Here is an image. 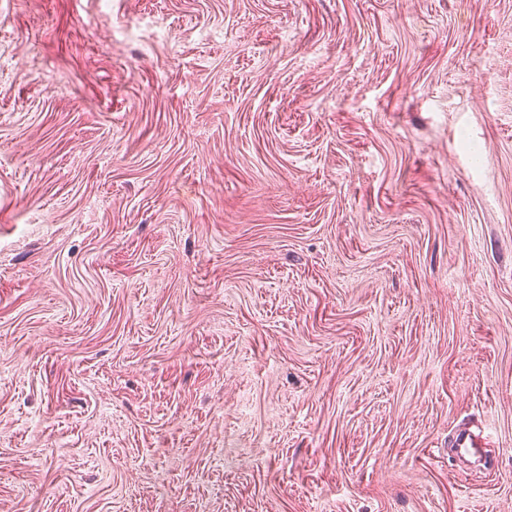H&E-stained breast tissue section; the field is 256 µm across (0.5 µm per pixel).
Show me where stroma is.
<instances>
[{
  "label": "stroma",
  "instance_id": "1",
  "mask_svg": "<svg viewBox=\"0 0 512 512\" xmlns=\"http://www.w3.org/2000/svg\"><path fill=\"white\" fill-rule=\"evenodd\" d=\"M0 512H512V0H0Z\"/></svg>",
  "mask_w": 512,
  "mask_h": 512
}]
</instances>
